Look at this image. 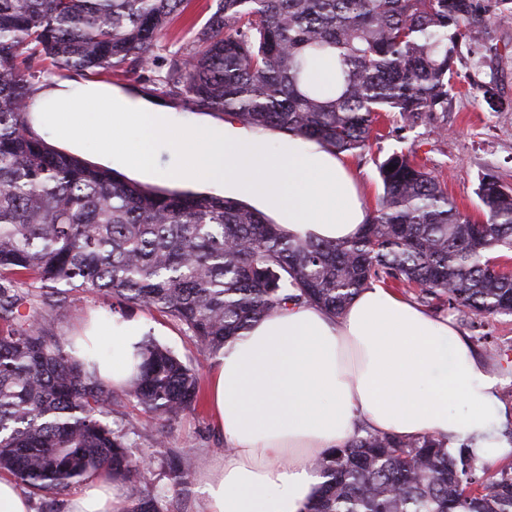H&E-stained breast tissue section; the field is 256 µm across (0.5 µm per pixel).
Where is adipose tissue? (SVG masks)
<instances>
[{
	"mask_svg": "<svg viewBox=\"0 0 512 512\" xmlns=\"http://www.w3.org/2000/svg\"><path fill=\"white\" fill-rule=\"evenodd\" d=\"M32 109L64 113L67 138H95L107 156L127 125L141 126L150 141L173 125L163 107L90 81L43 88ZM183 147L191 163L174 178H220L233 199L273 204L289 236L349 239L368 220L343 155L317 144L292 138L275 154L229 121ZM110 331L112 352L96 372L118 388L137 370L143 336L132 322H113ZM498 383L450 320L390 290H363L337 318L314 306L281 310L229 340L211 367L209 404L228 449L199 480L205 512H304L321 485L314 459L361 423L402 438L434 434L452 449L465 443L482 461L510 459L503 429L512 411L499 403ZM124 500L111 475L98 472L68 512H120Z\"/></svg>",
	"mask_w": 512,
	"mask_h": 512,
	"instance_id": "1",
	"label": "adipose tissue"
}]
</instances>
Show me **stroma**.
I'll return each mask as SVG.
<instances>
[{
  "label": "stroma",
  "mask_w": 512,
  "mask_h": 512,
  "mask_svg": "<svg viewBox=\"0 0 512 512\" xmlns=\"http://www.w3.org/2000/svg\"><path fill=\"white\" fill-rule=\"evenodd\" d=\"M215 5V0H191L185 15L170 26L155 48V55L163 57L178 47L189 46L195 30L205 23ZM484 19L488 34L478 55H470L464 45L459 46L456 54L458 77L448 102L447 131L437 135L422 127L402 128L383 121L375 126V136L368 148L352 156L366 208H374L382 192L378 162L396 152H414L417 163L425 171L446 182L448 196L459 211L475 221L485 218L478 196L482 176L491 174L512 185V12L492 11ZM491 81L497 85L504 108L492 107L483 98L480 87ZM143 141L144 134L139 127H125L119 145L113 149L112 169L144 185L170 187L174 183L165 179L163 173L182 165L183 157L174 142L159 141L149 146L153 157L151 166L131 165L129 158L141 150ZM174 185L181 190L217 195L224 192L220 181L185 179ZM92 317L105 324L114 319L142 324L146 334L197 371L200 385H207L212 362L200 353L194 338L181 323L141 306L114 309L102 304L95 294L73 291L58 311L53 326L59 334L71 336ZM112 425L126 433L135 457H149L155 441L162 438L197 474L224 453V436L204 397L170 423L156 419L131 402L123 414L113 417Z\"/></svg>",
  "instance_id": "1"
}]
</instances>
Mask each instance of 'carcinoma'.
Here are the masks:
<instances>
[{
    "mask_svg": "<svg viewBox=\"0 0 512 512\" xmlns=\"http://www.w3.org/2000/svg\"><path fill=\"white\" fill-rule=\"evenodd\" d=\"M190 0H0V475L58 494L99 469L126 484L121 512H162L152 465L109 417L134 401L163 421L194 406L195 369L147 335L121 389L72 355L48 317L91 291L186 326L200 352L290 305L333 317L379 283L463 317L512 316V186L486 175L485 220L462 215L409 153L378 164L382 195L350 240L297 239L236 199L158 189L58 150L29 124L34 61L97 74L155 63L153 48ZM512 0H217L192 45L169 53L156 95L185 96L340 153L369 145L379 114L446 131L458 42L478 48L488 8ZM333 83L310 77L312 64ZM40 284L46 310L21 312ZM172 488L192 468L159 440ZM323 479L305 512H512V463L495 472L432 434L367 426L315 461Z\"/></svg>",
    "mask_w": 512,
    "mask_h": 512,
    "instance_id": "1",
    "label": "carcinoma"
}]
</instances>
